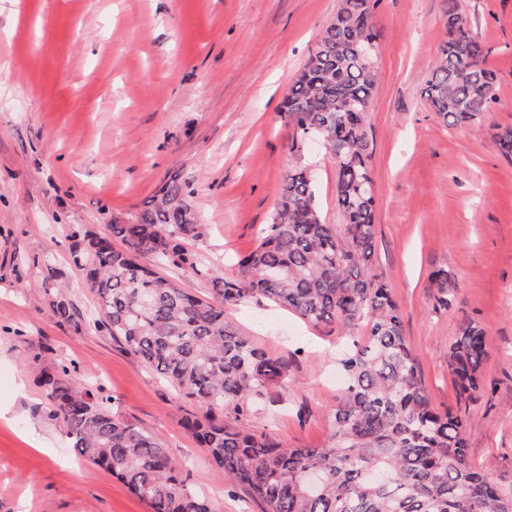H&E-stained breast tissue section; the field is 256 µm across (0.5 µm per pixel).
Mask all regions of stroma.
<instances>
[{
	"label": "stroma",
	"mask_w": 512,
	"mask_h": 512,
	"mask_svg": "<svg viewBox=\"0 0 512 512\" xmlns=\"http://www.w3.org/2000/svg\"><path fill=\"white\" fill-rule=\"evenodd\" d=\"M341 0H0V512H148L79 458L47 417L41 370L64 363L124 419L154 432L214 512H262L179 425L190 404L96 329V298L70 226L105 233L167 181L190 183L207 233L192 243L225 277L269 223L298 158L278 107ZM496 71L499 101L472 126L445 125L422 91L445 37L444 0H379L378 79L366 114L376 194V273L432 402L466 416L469 459L512 491V0H457ZM324 223L338 224L336 162L307 143ZM442 269L448 285L435 287ZM67 288L79 329L61 327L41 283ZM261 348L288 356L245 419L319 447L341 380L331 325L269 302L224 309ZM477 324L483 385L462 397L448 347Z\"/></svg>",
	"instance_id": "1"
}]
</instances>
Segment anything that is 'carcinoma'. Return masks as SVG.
Listing matches in <instances>:
<instances>
[{
	"instance_id": "1",
	"label": "carcinoma",
	"mask_w": 512,
	"mask_h": 512,
	"mask_svg": "<svg viewBox=\"0 0 512 512\" xmlns=\"http://www.w3.org/2000/svg\"><path fill=\"white\" fill-rule=\"evenodd\" d=\"M445 2L446 38L422 95L445 123H476L497 104V75L471 18L457 0ZM375 3L341 0L280 106L293 129L289 151L317 138L335 154L343 223L322 221L311 169L293 166L276 190L270 223L238 262V277L209 275V297L201 298L158 272L202 273L188 249L204 235L192 190L172 179L136 215L112 220L108 233L72 231L87 257L94 326L204 409L185 413L180 426L264 512H512V494L468 458L466 419L432 403L403 335L400 306L374 272L366 126H347L344 118L349 105L370 107L377 73L365 42L377 43L379 34L361 25L360 15H373ZM494 140L512 158V128ZM114 237L121 248L112 246ZM42 287L57 322L78 328L54 273ZM260 298L313 325L336 326L345 387L320 448L289 446L242 424L266 387L290 371L288 359L269 354L224 318V306ZM486 356L482 329L468 323L448 349L461 393L480 388ZM39 382L49 417L63 425L78 456L120 479L151 512H214L153 433L114 412L69 366L43 370ZM310 470L323 478L315 492L304 485Z\"/></svg>"
}]
</instances>
